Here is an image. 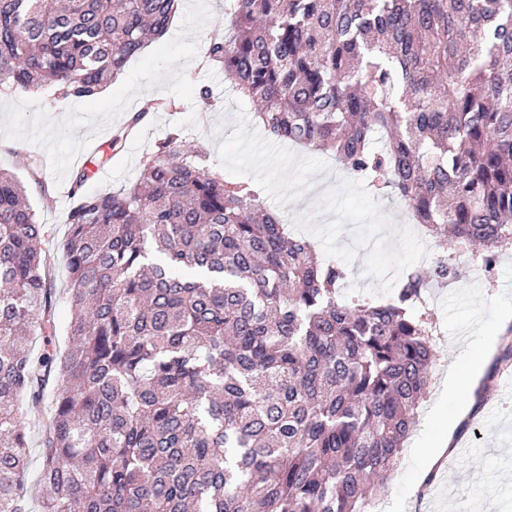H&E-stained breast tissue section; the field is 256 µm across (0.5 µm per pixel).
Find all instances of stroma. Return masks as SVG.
<instances>
[{
  "instance_id": "stroma-1",
  "label": "stroma",
  "mask_w": 512,
  "mask_h": 512,
  "mask_svg": "<svg viewBox=\"0 0 512 512\" xmlns=\"http://www.w3.org/2000/svg\"><path fill=\"white\" fill-rule=\"evenodd\" d=\"M223 25L224 0H196L195 9H182L170 22L164 40L147 44L93 101L45 91L0 95V169L22 178V159L37 157L51 187L47 193L30 190L29 197L44 227L42 247L55 259L52 315L59 330H66L71 315L60 245L76 173L89 170L82 187L87 194L132 183L143 160L175 127L183 133L184 149L205 153L208 169L259 186L289 233L308 239L321 257L344 262L352 271L346 298H387L404 270L435 253L433 239L412 223L396 197L349 175L332 153L274 139L254 123V104L231 90L221 67L201 59L205 32ZM203 85L214 90L217 105L199 99ZM150 98L177 108L151 113L113 152L114 134ZM447 250L461 277L429 290L436 358L414 430L381 502L384 512H473L477 506L512 512V393L504 388L512 366L491 381L474 380L466 392L447 391L448 374L460 368L466 353L512 324V247L500 252L487 274L473 270L470 252L453 243ZM455 412L461 420L453 449L426 470L423 461L442 422Z\"/></svg>"
}]
</instances>
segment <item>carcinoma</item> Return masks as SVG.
I'll return each instance as SVG.
<instances>
[{"label": "carcinoma", "instance_id": "carcinoma-1", "mask_svg": "<svg viewBox=\"0 0 512 512\" xmlns=\"http://www.w3.org/2000/svg\"><path fill=\"white\" fill-rule=\"evenodd\" d=\"M178 4L0 0V87L94 99ZM206 55L272 137L330 151L438 243L481 245L488 272L512 244V0H224ZM180 143L125 188L76 176L63 352L41 225L0 170V512H368L427 394L420 300L457 266L345 301L344 263ZM511 363L512 325L493 372Z\"/></svg>", "mask_w": 512, "mask_h": 512}]
</instances>
